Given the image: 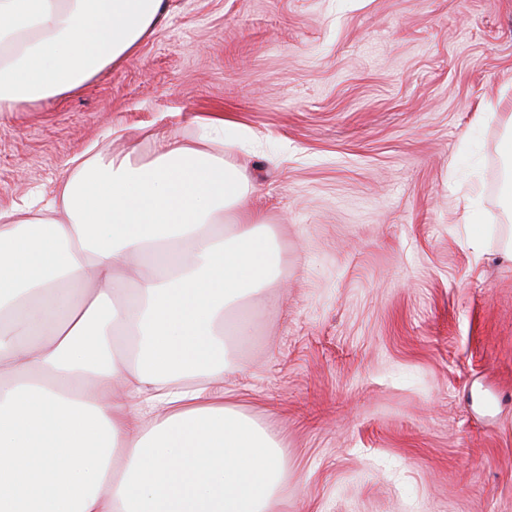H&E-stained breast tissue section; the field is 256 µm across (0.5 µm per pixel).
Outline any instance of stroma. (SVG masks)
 <instances>
[{
    "mask_svg": "<svg viewBox=\"0 0 512 512\" xmlns=\"http://www.w3.org/2000/svg\"><path fill=\"white\" fill-rule=\"evenodd\" d=\"M167 9L77 95L0 112V210L223 119L287 258L224 378L282 447L280 512H512V260L468 221L507 222L512 0Z\"/></svg>",
    "mask_w": 512,
    "mask_h": 512,
    "instance_id": "35a3bbf8",
    "label": "stroma"
}]
</instances>
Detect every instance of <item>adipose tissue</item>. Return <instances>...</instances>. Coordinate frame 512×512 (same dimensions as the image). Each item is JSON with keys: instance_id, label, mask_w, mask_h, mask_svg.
Here are the masks:
<instances>
[{"instance_id": "obj_1", "label": "adipose tissue", "mask_w": 512, "mask_h": 512, "mask_svg": "<svg viewBox=\"0 0 512 512\" xmlns=\"http://www.w3.org/2000/svg\"><path fill=\"white\" fill-rule=\"evenodd\" d=\"M164 17L0 0V112L78 92ZM251 197L231 156L163 137L0 211V512H279L281 446L222 387L284 262Z\"/></svg>"}]
</instances>
